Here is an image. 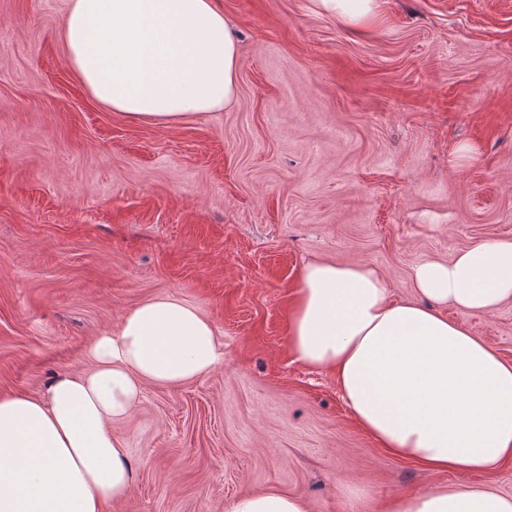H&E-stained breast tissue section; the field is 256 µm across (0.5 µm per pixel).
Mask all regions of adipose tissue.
<instances>
[{
  "label": "adipose tissue",
  "instance_id": "ef3b65f1",
  "mask_svg": "<svg viewBox=\"0 0 512 512\" xmlns=\"http://www.w3.org/2000/svg\"><path fill=\"white\" fill-rule=\"evenodd\" d=\"M66 61L102 105L166 125L235 100L237 42L215 0H69ZM419 301H394L367 263L313 261L301 272L288 343L334 370L357 423L394 456L483 473L512 460V363L465 323L512 299V241L484 240L413 272ZM462 312L459 320L445 308ZM94 367L55 379L44 398L0 395V512H102L132 473L114 423L145 384L177 387L224 362L210 320L173 297L149 299L97 336ZM390 512H512V498L460 486L408 493ZM227 512H307L262 493Z\"/></svg>",
  "mask_w": 512,
  "mask_h": 512
}]
</instances>
